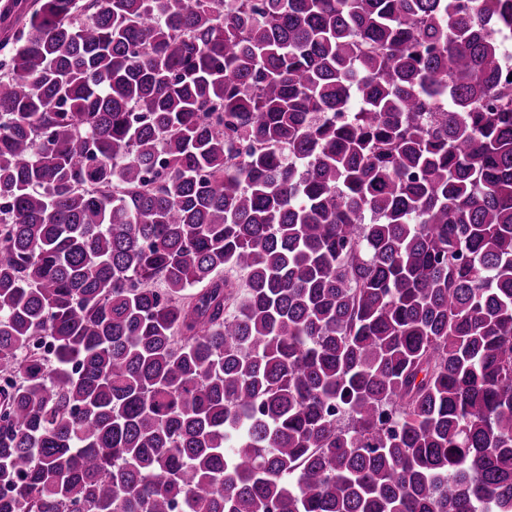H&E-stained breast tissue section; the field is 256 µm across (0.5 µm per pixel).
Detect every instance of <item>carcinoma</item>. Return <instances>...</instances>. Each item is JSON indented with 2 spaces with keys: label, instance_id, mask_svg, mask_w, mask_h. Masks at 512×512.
I'll list each match as a JSON object with an SVG mask.
<instances>
[{
  "label": "carcinoma",
  "instance_id": "cac0c4a2",
  "mask_svg": "<svg viewBox=\"0 0 512 512\" xmlns=\"http://www.w3.org/2000/svg\"><path fill=\"white\" fill-rule=\"evenodd\" d=\"M512 0H0V512H512Z\"/></svg>",
  "mask_w": 512,
  "mask_h": 512
}]
</instances>
